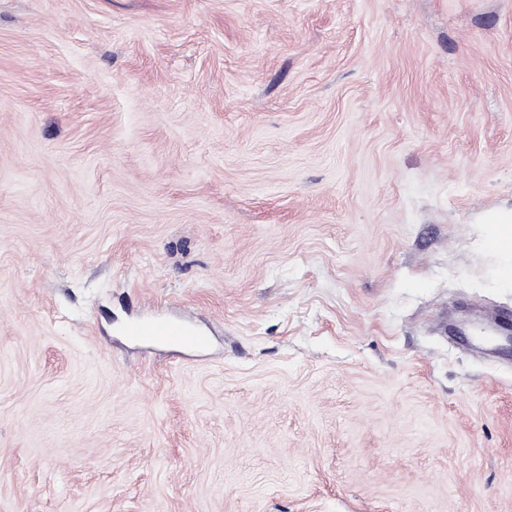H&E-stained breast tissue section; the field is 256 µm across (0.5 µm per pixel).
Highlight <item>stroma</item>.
<instances>
[{
	"instance_id": "1",
	"label": "stroma",
	"mask_w": 512,
	"mask_h": 512,
	"mask_svg": "<svg viewBox=\"0 0 512 512\" xmlns=\"http://www.w3.org/2000/svg\"><path fill=\"white\" fill-rule=\"evenodd\" d=\"M509 209L512 0H0V512H512ZM120 333L147 345L168 342L190 350H202L209 344L208 337L190 323L163 316L127 322L120 327Z\"/></svg>"
}]
</instances>
